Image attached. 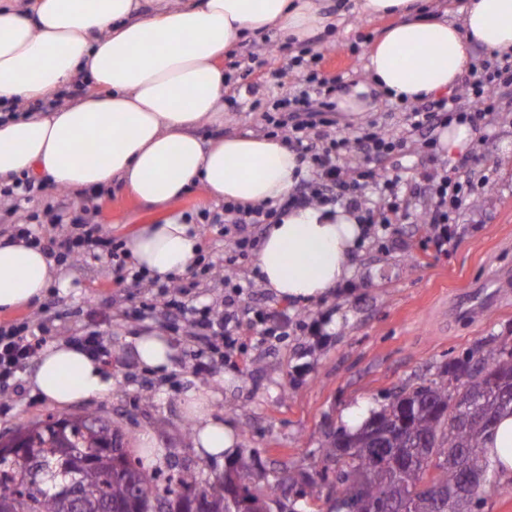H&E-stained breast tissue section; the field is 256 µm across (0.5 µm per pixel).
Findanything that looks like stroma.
I'll return each mask as SVG.
<instances>
[{"mask_svg":"<svg viewBox=\"0 0 512 512\" xmlns=\"http://www.w3.org/2000/svg\"><path fill=\"white\" fill-rule=\"evenodd\" d=\"M330 6L337 11L335 25L308 45L323 54L326 73L351 84L363 79L366 56L391 20L361 22L351 11L352 0H331ZM299 51V46L260 35L224 58L226 71L235 78L224 99L225 133L265 135L260 106L294 93L296 77L286 63ZM250 85L257 86V94L247 93ZM404 110L403 104L377 94L356 117L336 112L334 130L347 134L377 117L396 134L403 130ZM438 162L461 169L473 180L465 201L451 215L455 239L448 250L437 249L425 225H391L360 247L351 278L328 300L310 305L274 297L258 281L254 256L238 258L230 268L234 282L244 285L237 297L241 312L262 307L319 319L329 340L313 350L295 332L262 343L242 336L228 355L195 341L187 321H174L169 307L174 300L201 310L224 305L230 244L223 225L200 221L204 212L222 211L221 202L208 198L198 185L167 209L139 201L121 185L97 194L46 183L38 196L20 204L13 224L0 223V236L12 233L17 223L28 225L46 242L69 232V225L52 223L47 211L61 197L88 205L90 222L105 225L120 242L138 225L161 223L175 210L199 221L204 261L181 275L183 290L178 293L146 279L118 281L107 256L90 253L60 261L63 280L42 300L0 311V327L41 325L50 343L100 332L110 350L106 367L113 381L109 394L61 409L32 392L28 377L34 365L26 363L13 385L0 391V432L30 427L50 414L63 418L95 412L111 418L130 447L149 448L160 457H192L203 477L215 478L233 463V456L200 458L186 433L187 398L207 390L215 414L233 424L240 447L268 475L320 469V450L329 435L349 428V408L362 401L383 408L400 390L435 377L451 358L484 345L486 339L512 341V297L465 320L442 314L458 292L482 285L494 274H512V106L495 114L468 152L432 159L420 144L411 143L385 167L413 183ZM145 331L170 338L175 349L170 370L158 373L138 365L128 339ZM201 361L208 363V371L195 372Z\"/></svg>","mask_w":512,"mask_h":512,"instance_id":"stroma-1","label":"stroma"}]
</instances>
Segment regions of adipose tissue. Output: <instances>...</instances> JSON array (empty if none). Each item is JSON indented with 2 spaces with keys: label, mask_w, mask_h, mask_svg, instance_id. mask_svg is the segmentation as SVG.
Listing matches in <instances>:
<instances>
[{
  "label": "adipose tissue",
  "mask_w": 512,
  "mask_h": 512,
  "mask_svg": "<svg viewBox=\"0 0 512 512\" xmlns=\"http://www.w3.org/2000/svg\"><path fill=\"white\" fill-rule=\"evenodd\" d=\"M364 21L392 17L371 47L365 77L339 93L350 116L361 95L415 103L454 87L471 48L512 54V0H464L459 19L427 14L422 0H358ZM333 22L325 0H0V185L39 174L61 188L103 192L116 181L138 200L169 205L195 183L213 200L281 201L308 172L299 151L274 138L223 134L222 60L256 35L308 41ZM98 94L66 101L81 80ZM60 106L40 110L44 97ZM201 126L219 129L211 140ZM93 144L95 157L84 145ZM365 227L356 212L315 203L266 225L255 264L263 288L281 299L320 301L354 273ZM129 262L166 282L201 261V238L182 213L143 224L126 244ZM54 261L21 237H0V311L29 306L61 281ZM141 367L171 369L169 337L131 339ZM28 382L40 398L67 407L112 389L101 361L56 341L39 354ZM194 444L203 456L233 452L236 432L214 414L209 394L191 396ZM486 448L502 481L512 480V413Z\"/></svg>",
  "instance_id": "ef3b65f1"
}]
</instances>
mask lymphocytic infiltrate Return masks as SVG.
Instances as JSON below:
<instances>
[{
	"label": "lymphocytic infiltrate",
	"mask_w": 512,
	"mask_h": 512,
	"mask_svg": "<svg viewBox=\"0 0 512 512\" xmlns=\"http://www.w3.org/2000/svg\"><path fill=\"white\" fill-rule=\"evenodd\" d=\"M320 59L317 52L291 58L288 67L300 71L305 87L298 95L278 100L274 105L275 115L266 118L267 124L291 133L309 161L311 175L301 179L278 204L267 207L228 203L222 212L212 216V223L223 225L229 233L234 255L244 256L258 247L261 225L279 223L281 215L288 209L318 201L338 203L363 212L367 226L384 231L390 225L409 222L412 212L398 202L401 174L377 175L379 163L418 136L422 137L425 148L434 149L437 142L430 133L435 127L448 125L457 118L467 117L473 121L487 118L498 111L504 100H512V56L507 55L492 63L485 61L471 66L464 81L465 93L470 97L468 110H461L455 95L429 99L408 107L402 136L389 134L378 122L371 121L358 128L354 137H336L329 133L335 123L336 82L316 70L315 65ZM371 180L375 181L385 199L384 206L376 212L365 210L362 199V191ZM421 180L422 192L430 201L423 213V222L437 246L447 247L453 237L450 213L461 206L472 184L444 170L423 173ZM53 221L75 228L74 235L55 240L54 245L61 255L78 259L85 256L90 247L103 246L113 264L122 265L121 243L112 241L103 225L90 223L86 208L57 201ZM189 317L193 336L206 341L222 340L229 352L235 349L239 337L284 334L293 325L316 343L325 340L321 321L296 320L285 312L279 314L262 309L254 310L252 317L246 318L240 314L235 298L230 295L224 298L222 313L206 310ZM43 341L42 334L25 326L0 328V384L9 385Z\"/></svg>",
	"instance_id": "f902f5d3"
}]
</instances>
